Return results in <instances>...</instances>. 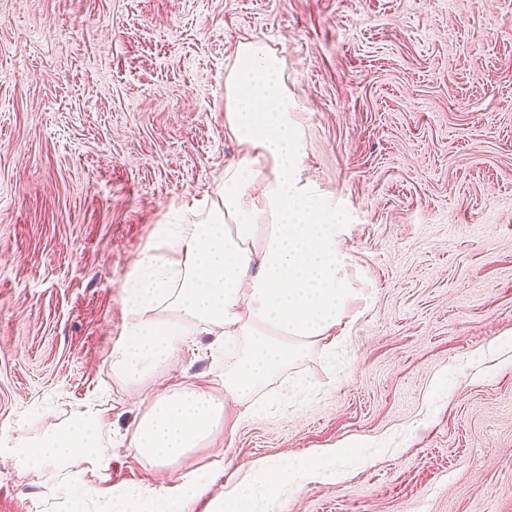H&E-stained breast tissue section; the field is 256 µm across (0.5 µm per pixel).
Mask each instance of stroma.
<instances>
[{
    "label": "stroma",
    "mask_w": 512,
    "mask_h": 512,
    "mask_svg": "<svg viewBox=\"0 0 512 512\" xmlns=\"http://www.w3.org/2000/svg\"><path fill=\"white\" fill-rule=\"evenodd\" d=\"M284 60L304 181L344 224L349 339L284 372L281 411L183 458L210 512L257 459L364 443L283 512H512V0H0V512H95L84 488L157 487L124 434L179 384L223 395L194 338L141 388L109 357L122 289L165 213L199 205L238 42ZM93 404L104 470L6 471Z\"/></svg>",
    "instance_id": "stroma-1"
}]
</instances>
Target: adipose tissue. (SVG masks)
Listing matches in <instances>:
<instances>
[{
	"instance_id": "1",
	"label": "adipose tissue",
	"mask_w": 512,
	"mask_h": 512,
	"mask_svg": "<svg viewBox=\"0 0 512 512\" xmlns=\"http://www.w3.org/2000/svg\"><path fill=\"white\" fill-rule=\"evenodd\" d=\"M282 59L262 40L239 42L224 77V134L239 146L224 181L193 224H158L155 241L130 272L123 301L129 315L112 350L113 376L139 386L174 361L193 336L207 333L232 354L224 396L206 387L174 389L147 402L128 439L151 467L174 464L209 444L216 427L232 439L237 420L276 415L280 402L265 390L305 347H336L358 294L342 271L348 256L341 225L322 194L299 175V130ZM238 407L226 418L225 401ZM101 413L76 412L42 437L19 439L14 467L40 472L78 460L100 467ZM249 486H236L215 512H273L259 507L269 492L299 478H329L322 456L284 464L254 462ZM203 486L191 472L146 489L153 512H192Z\"/></svg>"
}]
</instances>
